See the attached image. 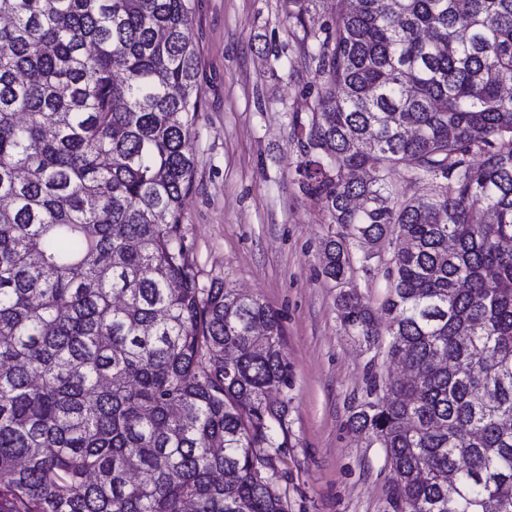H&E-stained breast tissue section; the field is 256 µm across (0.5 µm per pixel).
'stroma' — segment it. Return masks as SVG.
I'll use <instances>...</instances> for the list:
<instances>
[{"mask_svg":"<svg viewBox=\"0 0 512 512\" xmlns=\"http://www.w3.org/2000/svg\"><path fill=\"white\" fill-rule=\"evenodd\" d=\"M202 109L181 222L203 283L258 298L283 326L285 442L274 464L288 512H384L392 474L348 419L366 397L365 344L347 335L321 266L338 230L295 179L293 132L319 78L284 0H190Z\"/></svg>","mask_w":512,"mask_h":512,"instance_id":"obj_1","label":"stroma"}]
</instances>
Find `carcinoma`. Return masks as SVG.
Instances as JSON below:
<instances>
[{"instance_id": "obj_1", "label": "carcinoma", "mask_w": 512, "mask_h": 512, "mask_svg": "<svg viewBox=\"0 0 512 512\" xmlns=\"http://www.w3.org/2000/svg\"><path fill=\"white\" fill-rule=\"evenodd\" d=\"M285 2L321 78L296 176L375 351L349 423L387 512H512V0H336L319 28L321 0ZM191 24L188 0H0V512H288L258 452L284 447L280 318L201 283L181 224ZM354 285L358 287V293L362 297V302L372 309L379 323L386 322V315L381 311V301L384 293L382 288V279L370 280L360 269H356L353 277Z\"/></svg>"}]
</instances>
